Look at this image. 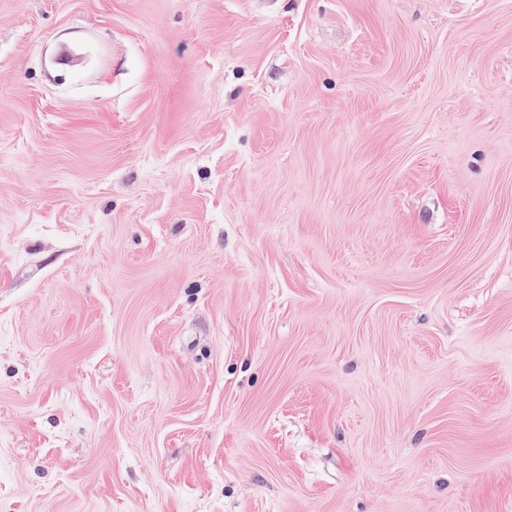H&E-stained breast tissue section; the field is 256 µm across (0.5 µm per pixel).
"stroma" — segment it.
I'll return each mask as SVG.
<instances>
[{
  "label": "stroma",
  "mask_w": 512,
  "mask_h": 512,
  "mask_svg": "<svg viewBox=\"0 0 512 512\" xmlns=\"http://www.w3.org/2000/svg\"><path fill=\"white\" fill-rule=\"evenodd\" d=\"M0 512H512V0H0Z\"/></svg>",
  "instance_id": "35a3bbf8"
}]
</instances>
